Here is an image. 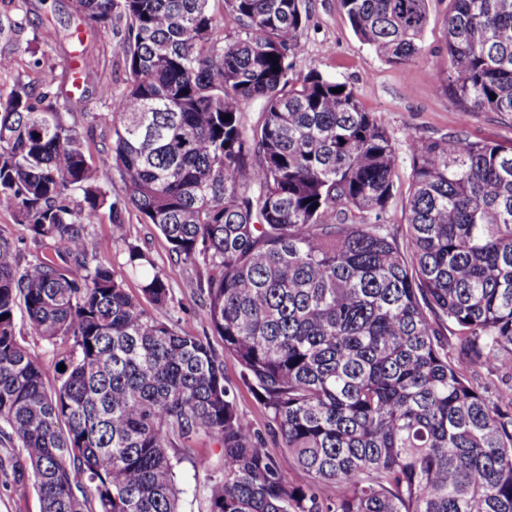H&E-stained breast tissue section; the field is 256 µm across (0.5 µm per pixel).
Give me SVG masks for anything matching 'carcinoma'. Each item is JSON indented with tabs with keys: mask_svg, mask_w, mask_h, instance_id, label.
I'll use <instances>...</instances> for the list:
<instances>
[{
	"mask_svg": "<svg viewBox=\"0 0 512 512\" xmlns=\"http://www.w3.org/2000/svg\"><path fill=\"white\" fill-rule=\"evenodd\" d=\"M338 4L378 56L418 54L428 0ZM75 9L126 24L101 163L197 268L189 287L269 422L239 413L208 344L88 265L86 226L106 208L122 239V209L64 114L19 81L0 98V210L50 251L21 271L0 238V424L41 512H181L169 448L199 434L224 459L206 512H512V390L494 381L512 374V146L411 138L401 244L389 134L352 86L294 70L303 0H224L220 20L210 0ZM226 20L234 40L218 36ZM445 44L448 91L511 117L512 0H449ZM127 252L166 304L163 275ZM20 299L34 335L68 346L52 390L17 333Z\"/></svg>",
	"mask_w": 512,
	"mask_h": 512,
	"instance_id": "obj_1",
	"label": "carcinoma"
}]
</instances>
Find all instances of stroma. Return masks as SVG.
I'll list each match as a JSON object with an SVG mask.
<instances>
[{"mask_svg": "<svg viewBox=\"0 0 512 512\" xmlns=\"http://www.w3.org/2000/svg\"><path fill=\"white\" fill-rule=\"evenodd\" d=\"M306 9L309 21L301 37L295 70L303 75L315 69L352 86L364 109L373 113L390 135L398 158V193L392 203L391 222L395 234L404 235L411 137L437 138L463 130L471 138L507 145L512 143V117L465 111L449 94L443 79L448 69V0H429L421 50L401 64L380 58L356 36L338 0H306ZM124 29V24L118 23L108 31L93 30L91 21L76 12L74 0H0V94L8 95L21 81L35 94L45 95L47 103L66 104L68 122L80 135L87 157L98 161L113 144L112 127L102 119L110 102L100 90L108 86L113 93H121L127 77ZM83 54L93 58L94 67L77 79L73 71ZM123 217L125 235L121 238L109 219L88 225L87 232L95 244L94 262L106 264L115 279L136 296L141 278L130 271L127 247L133 244L145 252L170 288L167 303L146 304V312L172 324L180 334L199 337L222 355L225 378L237 388L239 412L256 429H265L266 410L242 385L237 361L225 354L222 336L205 317V295L188 286L196 276L195 267L173 253L160 231L143 223L134 209L124 210ZM18 329L27 352L46 373V386H54L64 344L34 336L23 320ZM191 446L192 453L182 455L176 467L181 510L205 512L212 476L224 461L207 436H197ZM17 453L15 441L0 434V512H40L31 478H20L4 464ZM203 458L209 460V467L200 466Z\"/></svg>", "mask_w": 512, "mask_h": 512, "instance_id": "obj_1", "label": "stroma"}]
</instances>
